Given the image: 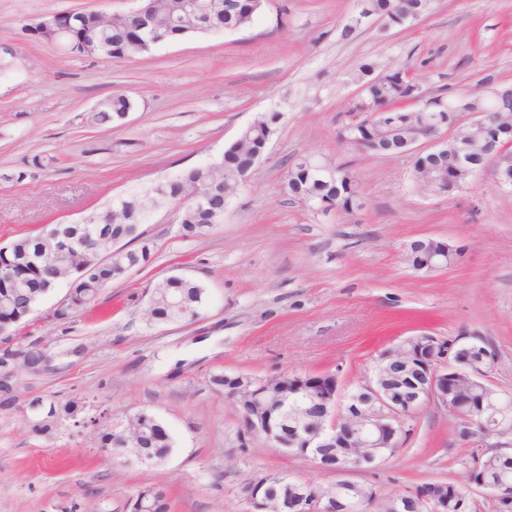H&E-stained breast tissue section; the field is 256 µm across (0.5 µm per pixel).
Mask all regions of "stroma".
<instances>
[{"label": "stroma", "instance_id": "35a3bbf8", "mask_svg": "<svg viewBox=\"0 0 512 512\" xmlns=\"http://www.w3.org/2000/svg\"><path fill=\"white\" fill-rule=\"evenodd\" d=\"M134 5L0 0V44L17 55L0 72V247L221 158L285 88L297 97L209 236L182 238L173 209L150 212L152 263L113 281L96 311L53 319L66 280L39 302L29 336L49 338L57 358L53 370L18 372L17 404L0 408V512H126L149 483L168 489L170 512H254L244 489L256 476L330 483L313 464L243 435L234 405L210 386L217 372L336 370L350 387L370 376L381 350L424 327L442 340L487 337L499 354L492 381L512 393V193L492 175L425 198L410 188L407 157L360 156L364 206L351 216L312 217L281 191L291 161L339 152L336 130L357 94L345 74L367 60L414 68L436 94L485 77L512 85V0H436L417 25L371 21L347 37L355 0H274L246 30L189 35L124 59L75 55L22 33L45 13L111 15ZM113 94L134 102L122 126L85 124ZM37 154L53 157L52 166L2 180ZM425 237L464 247L462 260L413 270L403 247ZM174 273L203 282L208 308L194 322L147 327L139 308ZM35 397L80 401L89 422L33 436L26 403ZM143 410L169 427L171 456L158 468L114 463L97 446L93 417L108 426L112 415ZM451 424L421 410L402 447L353 481L382 502L424 482L466 481L479 450L454 442Z\"/></svg>", "mask_w": 512, "mask_h": 512}]
</instances>
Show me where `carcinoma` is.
<instances>
[{
  "label": "carcinoma",
  "mask_w": 512,
  "mask_h": 512,
  "mask_svg": "<svg viewBox=\"0 0 512 512\" xmlns=\"http://www.w3.org/2000/svg\"><path fill=\"white\" fill-rule=\"evenodd\" d=\"M187 0H142L143 16L115 14L112 24L100 34L99 47L86 55L109 58L144 57L154 45L185 36L191 23L185 17ZM207 11L211 30H244L265 10L263 0H198ZM435 0H359L358 12L350 16L342 33L349 36L364 19H381L385 27L412 26L434 8ZM346 82L356 85L358 97L348 110L349 120L337 131V138L352 137L349 148L370 156L411 158L410 183L414 193L427 197L447 196L472 183L471 168L458 160L461 143L449 140L434 157L412 151L419 143L436 136L440 121L451 125L460 113H480L469 129L478 145H493L503 139L498 116L512 117V87L486 79L479 91H463L448 97L439 93L430 106L421 104L420 74L407 68H395L375 60L362 63L346 73ZM133 100L114 94L101 100L86 117L91 126L122 125L121 117L133 109ZM359 113L378 114L371 123L354 121ZM282 111L273 109L257 116L241 129L238 137L224 150L223 156L210 164L184 170L176 178L158 183L147 190L119 199L122 216L111 221L110 208L92 211L81 224L67 225L68 232L57 239L49 238L51 229L37 235H24L0 248V335L11 342L0 351V407L9 408L18 399V371L52 355L42 339L27 340L23 330L30 326V315L37 304L67 276L76 282L70 290L67 307L54 311L52 318H63L70 310L82 311L95 304L101 292L113 281L135 269L148 266L155 253L154 240L141 230L146 213L158 208L179 207V231L186 239L208 235L224 223V200L236 195L257 163V149L277 130ZM327 174L314 171L307 156L295 159L288 167L283 193L316 216L336 211L351 215L364 206L359 178L352 161L326 156ZM207 197L204 205L198 196ZM209 301L204 284L194 278L166 276L157 281L149 293L150 312L147 326L192 321L202 315ZM483 386L456 378L448 408L466 415L486 390ZM273 420L288 443L302 433L306 420L294 409L281 411L269 407ZM84 405L76 400L65 403L45 400V409L32 416L29 430L36 437H47L64 420H76ZM487 417L505 431L512 432V394L493 400ZM127 424L136 435L128 437L124 429L112 425L98 432V447L114 459L133 455L152 467L163 465L174 448V438L167 424L156 415L141 411ZM325 467H336L351 455L348 448L324 449ZM478 475L497 483L512 484V451L494 449L480 459ZM252 484L262 492L282 495L285 485L277 475H264ZM420 487L404 491L397 512H424L418 507ZM167 491L155 485L143 486L131 500V512H169ZM376 500L374 489L352 484L349 512H363Z\"/></svg>",
  "instance_id": "carcinoma-1"
}]
</instances>
